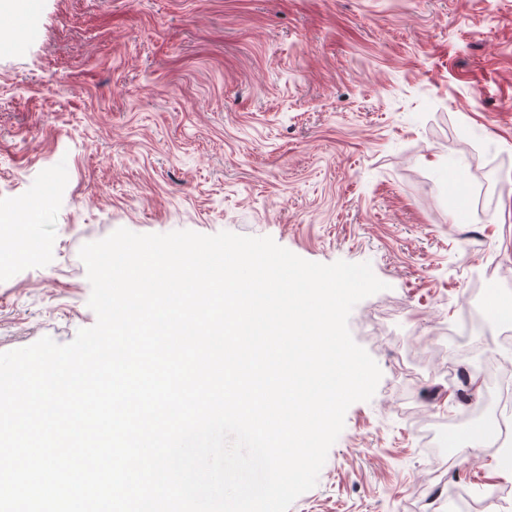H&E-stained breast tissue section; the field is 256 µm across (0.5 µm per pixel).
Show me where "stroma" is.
<instances>
[{
    "instance_id": "stroma-1",
    "label": "stroma",
    "mask_w": 512,
    "mask_h": 512,
    "mask_svg": "<svg viewBox=\"0 0 512 512\" xmlns=\"http://www.w3.org/2000/svg\"><path fill=\"white\" fill-rule=\"evenodd\" d=\"M0 37V225L42 246L0 274V352L95 324L78 252L121 227L370 263L348 327L382 377L289 512H415L422 431L484 399L475 277L512 281V169L476 175L512 161V0H39ZM478 433L435 512H512V441Z\"/></svg>"
}]
</instances>
